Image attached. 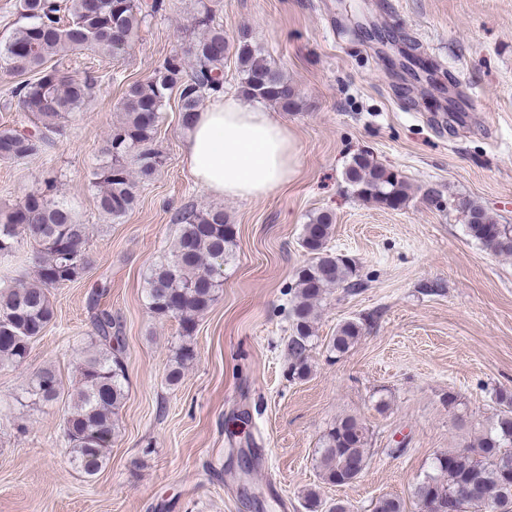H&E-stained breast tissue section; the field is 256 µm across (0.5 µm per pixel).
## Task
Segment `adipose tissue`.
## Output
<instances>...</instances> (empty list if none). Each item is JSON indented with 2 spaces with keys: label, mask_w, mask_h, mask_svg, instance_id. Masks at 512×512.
<instances>
[{
  "label": "adipose tissue",
  "mask_w": 512,
  "mask_h": 512,
  "mask_svg": "<svg viewBox=\"0 0 512 512\" xmlns=\"http://www.w3.org/2000/svg\"><path fill=\"white\" fill-rule=\"evenodd\" d=\"M184 162L195 183L212 194L259 199L294 177L296 141L270 112L220 94L196 112Z\"/></svg>",
  "instance_id": "obj_1"
}]
</instances>
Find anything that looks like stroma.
I'll return each mask as SVG.
<instances>
[{"label": "stroma", "mask_w": 512, "mask_h": 512, "mask_svg": "<svg viewBox=\"0 0 512 512\" xmlns=\"http://www.w3.org/2000/svg\"><path fill=\"white\" fill-rule=\"evenodd\" d=\"M124 56L67 59L97 79L94 101L44 154L0 162V206L19 203L55 178L56 190L90 226L92 265L52 289L55 317L23 366L0 364V512H306L305 496L372 512L403 500L434 457L474 439L512 392V258L466 233L459 199L512 224V0H215L214 26L249 29L297 86L299 111L273 109L293 133L295 177L260 199L211 195L183 163L187 135L177 97L163 112L161 173L139 185L136 207L112 222L97 208L94 169L127 86L149 79L194 39L197 0H165ZM391 29L437 70V84L398 77L397 49H373L357 26ZM453 98V113L425 98ZM365 153L412 188L393 210L357 199L345 180ZM220 206L235 224L217 302L198 321L197 359L175 387L165 381L177 319L158 320L145 292L147 269L179 234L186 207ZM332 213L333 252L355 259L362 288L331 290L315 324L311 375L291 378L286 340L300 245L311 215ZM124 341L128 396L105 468L85 476L63 437L66 394L95 334L90 292ZM363 332L346 353L327 344L346 320ZM53 367L63 397L28 403L24 389ZM353 415L369 429V463L354 483H323L322 435Z\"/></svg>", "instance_id": "1"}]
</instances>
